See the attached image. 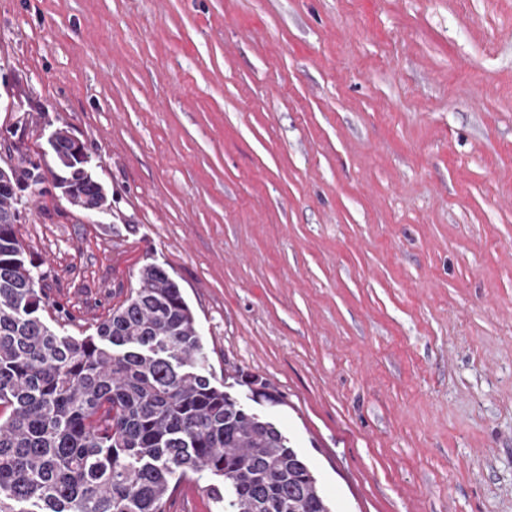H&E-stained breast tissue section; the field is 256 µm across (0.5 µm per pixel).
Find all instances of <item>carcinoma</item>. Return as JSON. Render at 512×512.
Returning a JSON list of instances; mask_svg holds the SVG:
<instances>
[{"label": "carcinoma", "instance_id": "cac0c4a2", "mask_svg": "<svg viewBox=\"0 0 512 512\" xmlns=\"http://www.w3.org/2000/svg\"><path fill=\"white\" fill-rule=\"evenodd\" d=\"M61 197L106 206L80 155H54ZM41 163L16 148V185ZM0 185V512H165L205 478L217 512H333L288 438L216 385L195 313L162 267L77 339L43 312Z\"/></svg>", "mask_w": 512, "mask_h": 512}]
</instances>
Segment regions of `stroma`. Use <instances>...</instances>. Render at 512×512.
I'll return each instance as SVG.
<instances>
[{
    "label": "stroma",
    "instance_id": "stroma-1",
    "mask_svg": "<svg viewBox=\"0 0 512 512\" xmlns=\"http://www.w3.org/2000/svg\"><path fill=\"white\" fill-rule=\"evenodd\" d=\"M19 238L69 336L165 267L334 512H512V0H0ZM75 148L81 147L80 156L73 153H59L54 155V168H48L54 181V188L58 189L61 197L64 198L71 206L85 210L88 214L94 215L100 213L99 208H104L107 202V195L104 188L87 170V156L84 146L81 142L73 137ZM94 202L99 208L94 206L86 207L87 203ZM16 156L11 158L13 161L11 171L6 168L9 175L12 174L15 184L19 187L25 185L30 179V168L38 169L41 167V163H35L33 158L38 154H30L27 150H23L20 147H16Z\"/></svg>",
    "mask_w": 512,
    "mask_h": 512
}]
</instances>
